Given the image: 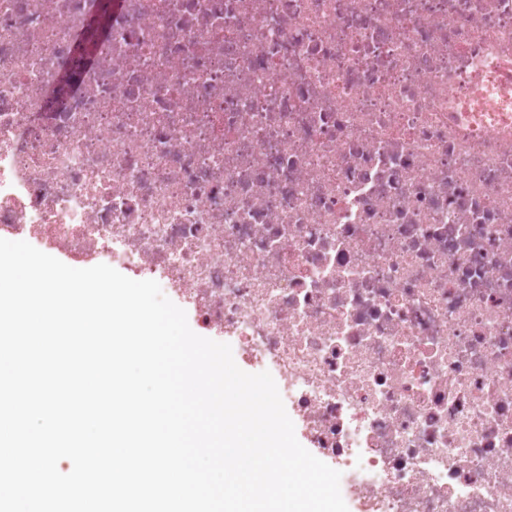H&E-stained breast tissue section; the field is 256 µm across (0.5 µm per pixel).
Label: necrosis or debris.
Listing matches in <instances>:
<instances>
[{
  "label": "necrosis or debris",
  "mask_w": 512,
  "mask_h": 512,
  "mask_svg": "<svg viewBox=\"0 0 512 512\" xmlns=\"http://www.w3.org/2000/svg\"><path fill=\"white\" fill-rule=\"evenodd\" d=\"M0 235L161 278L358 512H512V0H0ZM168 298L173 302L175 303L177 306H179L180 308H182L185 312H186V315H187V320H188V324L190 326V328L192 329L193 332H195L196 334L200 335V336H203V337H206V338H210L212 340H215V341H218V342H223V343H228L230 344V346L232 347V352H233V357H234V360L236 362V364L238 365V367L240 369H242L243 371L247 372V373H254L252 370H250L249 368H247L246 366H244L240 359H239V355H238V351H237V348L236 346L229 340L227 339H224L222 337H217V336H213V335H210L209 333H204L202 332L196 325V322H195V318H194V313L192 312V310L188 307V305L186 303H184L182 300H180L176 295L172 294L170 296H168Z\"/></svg>",
  "instance_id": "obj_1"
}]
</instances>
